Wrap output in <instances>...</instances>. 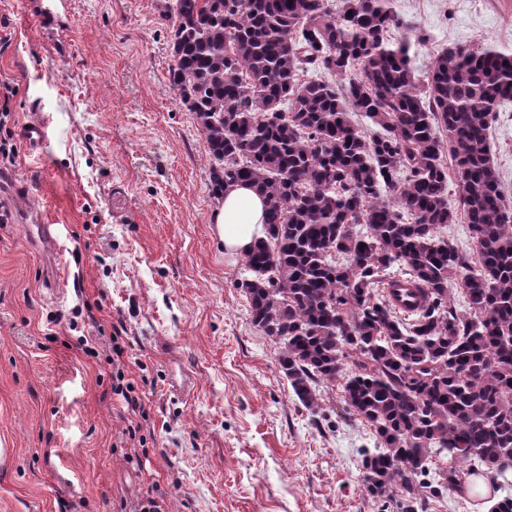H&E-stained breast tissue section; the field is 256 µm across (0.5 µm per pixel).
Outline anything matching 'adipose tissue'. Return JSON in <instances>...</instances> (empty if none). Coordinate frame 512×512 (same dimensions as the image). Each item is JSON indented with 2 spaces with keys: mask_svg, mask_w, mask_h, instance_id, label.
I'll return each mask as SVG.
<instances>
[{
  "mask_svg": "<svg viewBox=\"0 0 512 512\" xmlns=\"http://www.w3.org/2000/svg\"><path fill=\"white\" fill-rule=\"evenodd\" d=\"M214 224L226 253H246L264 234L265 202L250 187H228L214 211Z\"/></svg>",
  "mask_w": 512,
  "mask_h": 512,
  "instance_id": "adipose-tissue-1",
  "label": "adipose tissue"
}]
</instances>
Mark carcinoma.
<instances>
[{
    "label": "carcinoma",
    "instance_id": "1",
    "mask_svg": "<svg viewBox=\"0 0 512 512\" xmlns=\"http://www.w3.org/2000/svg\"><path fill=\"white\" fill-rule=\"evenodd\" d=\"M170 83L214 161L212 191L253 186L266 235L244 255L251 322L280 345L298 400L341 384L373 427L369 491L400 486L401 512L443 496L451 456L496 475L512 454V209L489 131L512 103V53L456 44L427 83L392 0H173ZM402 31L391 40L392 31ZM357 112L381 132L371 138ZM452 167H447L443 156ZM471 263L435 229L455 220ZM387 190L389 199L381 194ZM402 265L425 303L407 321L374 289ZM460 282L463 309L448 302ZM350 359L351 367L344 360Z\"/></svg>",
    "mask_w": 512,
    "mask_h": 512
}]
</instances>
